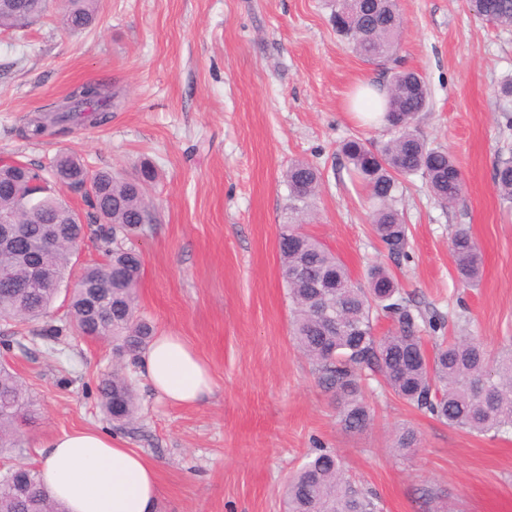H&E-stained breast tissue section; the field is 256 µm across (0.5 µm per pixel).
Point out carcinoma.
<instances>
[{
    "instance_id": "obj_1",
    "label": "carcinoma",
    "mask_w": 512,
    "mask_h": 512,
    "mask_svg": "<svg viewBox=\"0 0 512 512\" xmlns=\"http://www.w3.org/2000/svg\"><path fill=\"white\" fill-rule=\"evenodd\" d=\"M49 0H0V29L20 30L38 21ZM472 10L486 22L512 28V0H478ZM97 0H65L62 21L79 32L95 19ZM330 22L354 52L368 63L393 56L403 20L397 0H361L350 15L348 0H331ZM108 85L86 82L75 87L56 109L50 122L38 121L30 135L44 134L48 125H65L89 112L104 123L114 106ZM428 104V88L415 71L397 70L388 85L381 122L389 138L377 146L351 138L341 146L349 173L374 204L371 230L388 256H406L408 224L399 208L401 180L419 175L444 204L456 203L462 175L447 150L431 147L418 133L419 114ZM59 176L70 188L87 190L91 213L75 220L76 212L55 191L35 185ZM157 171L141 166L134 179L103 170L87 176L80 157L58 154L52 168L14 161L0 166V218L26 226V235L12 247H0V324L24 323L48 315L59 292L34 284L31 265L40 260L68 292L70 323L48 325L50 336L78 330L94 340H112L117 365L100 385L102 408L112 423L125 426L137 418L138 405L123 361L136 360L154 336L153 326L139 314L137 288L142 257L127 246L134 236L157 223L147 198ZM288 209L302 213L319 191L321 175L311 164L297 160L285 173ZM494 184L498 196L512 203V159L497 164ZM43 224H53L54 242L38 246ZM94 235L108 260L74 273L72 241ZM280 262L291 303L289 335L298 351L314 366L318 385L331 394L338 418L349 431H362L374 420L365 400V381L374 379L409 406L428 412L450 427L471 434L512 431V346L491 355L471 336H451L432 349L418 333V321L437 327L404 295L392 272L383 265L368 269L367 281L353 279L346 265L300 224H283ZM457 277L467 288L478 285L482 254L469 232L460 228L451 239ZM338 313L341 326L324 314ZM390 318L394 329L380 336L375 322ZM39 417V405L28 387L7 364L0 363V455L17 446L22 426ZM415 431H399L393 450L405 456L417 445ZM284 512H382L378 497L358 485L338 455L316 449L282 491ZM0 512H65L45 488L35 467H18L0 478Z\"/></svg>"
}]
</instances>
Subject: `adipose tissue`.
I'll list each match as a JSON object with an SVG mask.
<instances>
[{"instance_id":"obj_1","label":"adipose tissue","mask_w":512,"mask_h":512,"mask_svg":"<svg viewBox=\"0 0 512 512\" xmlns=\"http://www.w3.org/2000/svg\"><path fill=\"white\" fill-rule=\"evenodd\" d=\"M137 373L169 404L192 406L213 390L196 348L171 332L155 336L137 359ZM42 480L66 512H155V466L120 438L98 429L55 436L44 444Z\"/></svg>"}]
</instances>
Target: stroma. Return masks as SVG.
<instances>
[{"mask_svg":"<svg viewBox=\"0 0 512 512\" xmlns=\"http://www.w3.org/2000/svg\"><path fill=\"white\" fill-rule=\"evenodd\" d=\"M405 26L396 61L370 64L336 35L327 0H98L93 25L63 29L56 9L20 32L0 33V159L49 162L63 151L90 169L159 172L148 196L159 216L133 238L143 275L139 311L175 332L210 365L213 393L174 406L136 379L135 422L114 430L99 383L112 344L41 323L0 327V362L31 388L42 410L19 447L1 456L39 465L44 442L80 429L117 431L156 465L157 512H280L278 488L316 448L335 451L384 512H512V433L474 435L409 407L377 384L365 390L373 424L346 431L330 394L289 336L291 306L277 241L291 162L317 166L322 187L305 232L364 280L390 265L416 304L490 352L512 340V204L494 170L512 155V122L499 85L512 78V29L483 21L466 0H399ZM429 89L420 135L447 149L463 178L440 205L423 179L403 183L408 256L390 264L370 230L371 205L343 166V140L381 143L382 126L347 110L359 82L387 85L394 69ZM102 82L118 94L105 124H69L34 139L29 130L72 90ZM459 228L483 255L478 287H462L449 250ZM414 429L408 457L390 447Z\"/></svg>","mask_w":512,"mask_h":512,"instance_id":"1","label":"stroma"}]
</instances>
